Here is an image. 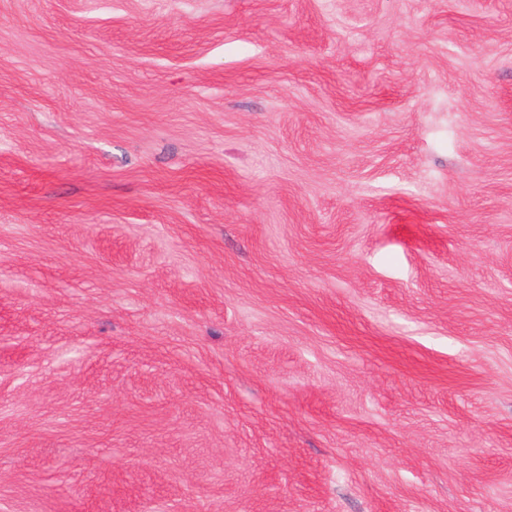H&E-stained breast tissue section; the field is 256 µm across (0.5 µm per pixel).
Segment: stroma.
<instances>
[{
  "label": "stroma",
  "instance_id": "obj_1",
  "mask_svg": "<svg viewBox=\"0 0 512 512\" xmlns=\"http://www.w3.org/2000/svg\"><path fill=\"white\" fill-rule=\"evenodd\" d=\"M0 512H512V0H0Z\"/></svg>",
  "mask_w": 512,
  "mask_h": 512
}]
</instances>
